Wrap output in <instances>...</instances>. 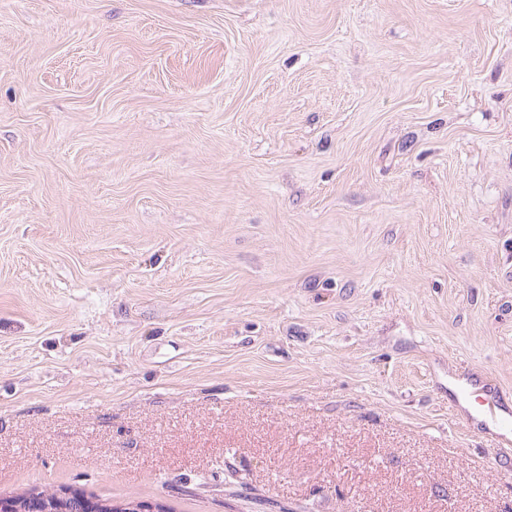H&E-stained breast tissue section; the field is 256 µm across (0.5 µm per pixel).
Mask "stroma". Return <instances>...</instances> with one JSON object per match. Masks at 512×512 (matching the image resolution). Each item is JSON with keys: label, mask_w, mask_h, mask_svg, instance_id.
<instances>
[{"label": "stroma", "mask_w": 512, "mask_h": 512, "mask_svg": "<svg viewBox=\"0 0 512 512\" xmlns=\"http://www.w3.org/2000/svg\"><path fill=\"white\" fill-rule=\"evenodd\" d=\"M512 0H0V492L512 512Z\"/></svg>", "instance_id": "35a3bbf8"}]
</instances>
